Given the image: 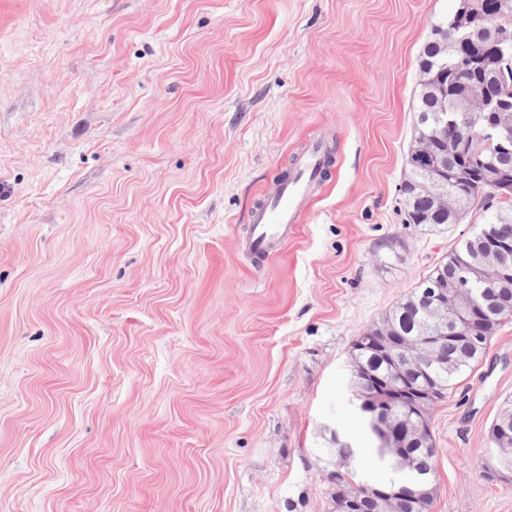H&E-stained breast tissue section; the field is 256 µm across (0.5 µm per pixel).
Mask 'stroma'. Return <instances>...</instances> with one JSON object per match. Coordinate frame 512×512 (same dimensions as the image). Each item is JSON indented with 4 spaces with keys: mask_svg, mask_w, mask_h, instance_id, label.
I'll return each mask as SVG.
<instances>
[{
    "mask_svg": "<svg viewBox=\"0 0 512 512\" xmlns=\"http://www.w3.org/2000/svg\"><path fill=\"white\" fill-rule=\"evenodd\" d=\"M454 0H0V512H332L353 345L483 216L410 224ZM333 150L280 250L250 212ZM512 320L431 412V512H512Z\"/></svg>",
    "mask_w": 512,
    "mask_h": 512,
    "instance_id": "1",
    "label": "stroma"
}]
</instances>
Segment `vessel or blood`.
<instances>
[{"label": "vessel or blood", "instance_id": "1", "mask_svg": "<svg viewBox=\"0 0 512 512\" xmlns=\"http://www.w3.org/2000/svg\"><path fill=\"white\" fill-rule=\"evenodd\" d=\"M323 162L321 145H310L288 181L281 183L263 206L252 211L251 232L246 243L249 251L259 254L273 252L295 230L308 205L312 183Z\"/></svg>", "mask_w": 512, "mask_h": 512}]
</instances>
